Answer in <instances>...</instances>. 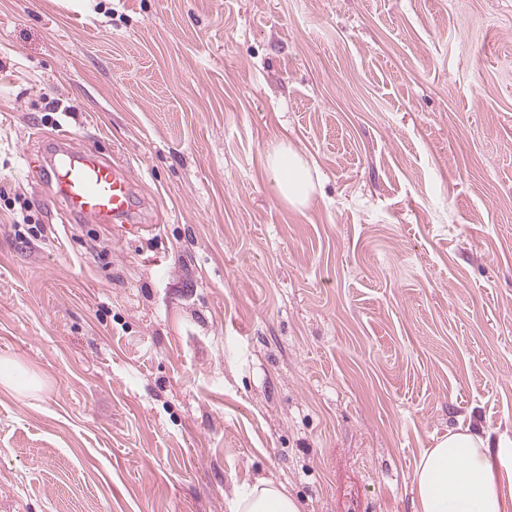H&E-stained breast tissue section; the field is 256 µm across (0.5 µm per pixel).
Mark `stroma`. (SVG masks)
Here are the masks:
<instances>
[{
	"mask_svg": "<svg viewBox=\"0 0 512 512\" xmlns=\"http://www.w3.org/2000/svg\"><path fill=\"white\" fill-rule=\"evenodd\" d=\"M61 130L139 231L63 209ZM0 359V512H414L449 431L512 448V0H0ZM266 167L279 198L293 208L306 206L315 192L310 170L288 144L276 145L266 155ZM21 373L27 374L14 360H0V387L17 395H27L38 386L39 380L35 375L27 374L26 380L21 382ZM231 512H301V507L283 486L262 482L239 494Z\"/></svg>",
	"mask_w": 512,
	"mask_h": 512,
	"instance_id": "stroma-1",
	"label": "stroma"
}]
</instances>
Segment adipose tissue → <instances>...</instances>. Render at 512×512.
Segmentation results:
<instances>
[{
	"instance_id": "obj_1",
	"label": "adipose tissue",
	"mask_w": 512,
	"mask_h": 512,
	"mask_svg": "<svg viewBox=\"0 0 512 512\" xmlns=\"http://www.w3.org/2000/svg\"><path fill=\"white\" fill-rule=\"evenodd\" d=\"M266 167L279 198L301 208L315 191L310 170L287 144L266 155ZM414 483L417 512H512V483L504 484L492 465L488 436L463 429L425 450ZM232 512H301L284 487L263 482L239 494Z\"/></svg>"
}]
</instances>
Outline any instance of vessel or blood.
<instances>
[{"instance_id":"1","label":"vessel or blood","mask_w":512,"mask_h":512,"mask_svg":"<svg viewBox=\"0 0 512 512\" xmlns=\"http://www.w3.org/2000/svg\"><path fill=\"white\" fill-rule=\"evenodd\" d=\"M69 134L50 141L43 178L57 190L63 208L96 224H132L135 181L128 169L99 156L95 148L72 150Z\"/></svg>"}]
</instances>
